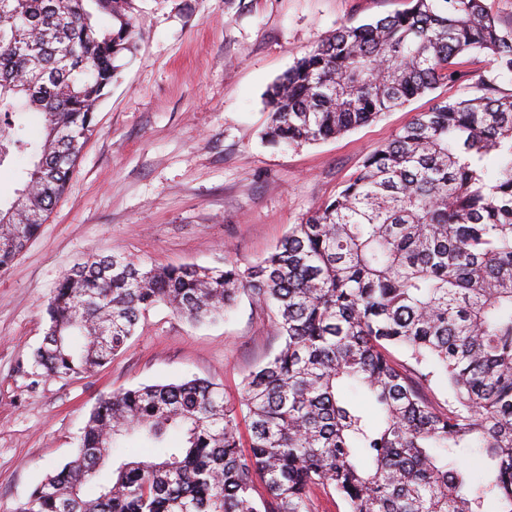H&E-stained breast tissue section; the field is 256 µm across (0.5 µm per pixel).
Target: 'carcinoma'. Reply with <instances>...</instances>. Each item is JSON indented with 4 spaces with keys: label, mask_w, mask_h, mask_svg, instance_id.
Instances as JSON below:
<instances>
[{
    "label": "carcinoma",
    "mask_w": 512,
    "mask_h": 512,
    "mask_svg": "<svg viewBox=\"0 0 512 512\" xmlns=\"http://www.w3.org/2000/svg\"><path fill=\"white\" fill-rule=\"evenodd\" d=\"M131 2L0 0V168L19 174L0 201V271L37 235L135 48ZM482 52L512 73L488 0L341 25L269 87L264 138L343 135ZM245 292L283 344L244 377L240 408L200 378L116 390L17 512H312L317 489L347 512H512V95L489 86L417 113L244 270L87 256L54 289L33 360L92 373L151 308L203 323ZM131 442L149 454L126 455ZM474 448L477 470L460 462Z\"/></svg>",
    "instance_id": "1"
}]
</instances>
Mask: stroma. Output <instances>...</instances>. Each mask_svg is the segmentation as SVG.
I'll return each instance as SVG.
<instances>
[{"mask_svg":"<svg viewBox=\"0 0 512 512\" xmlns=\"http://www.w3.org/2000/svg\"><path fill=\"white\" fill-rule=\"evenodd\" d=\"M411 0H133L137 50L37 237L0 271V512L74 454L97 401L120 388L202 378L237 404L243 377L281 346L273 313L241 296L229 315L194 324L163 305L125 351L79 377L32 359L59 278L91 252L160 266L247 267L366 156L438 100L512 95V73L465 56V75L340 137L272 147L265 93L343 24L401 13Z\"/></svg>","mask_w":512,"mask_h":512,"instance_id":"35a3bbf8","label":"stroma"}]
</instances>
